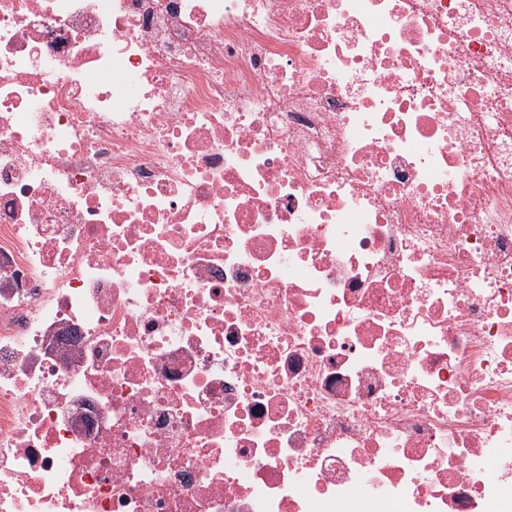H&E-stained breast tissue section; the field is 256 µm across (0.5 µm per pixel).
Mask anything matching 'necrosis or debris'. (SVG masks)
Returning <instances> with one entry per match:
<instances>
[{
  "label": "necrosis or debris",
  "instance_id": "necrosis-or-debris-1",
  "mask_svg": "<svg viewBox=\"0 0 512 512\" xmlns=\"http://www.w3.org/2000/svg\"><path fill=\"white\" fill-rule=\"evenodd\" d=\"M0 512H512V0H0Z\"/></svg>",
  "mask_w": 512,
  "mask_h": 512
}]
</instances>
